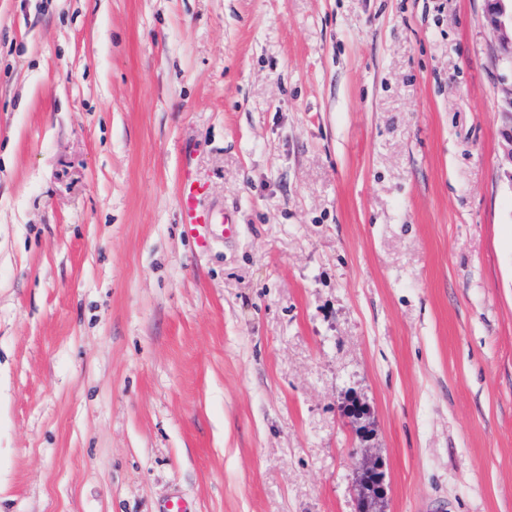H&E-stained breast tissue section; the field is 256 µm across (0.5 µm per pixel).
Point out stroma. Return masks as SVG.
I'll return each mask as SVG.
<instances>
[{
	"mask_svg": "<svg viewBox=\"0 0 512 512\" xmlns=\"http://www.w3.org/2000/svg\"><path fill=\"white\" fill-rule=\"evenodd\" d=\"M485 9L0 0V512H512ZM176 193L183 233L198 250L208 248L216 227L222 228L224 237L233 235L236 224L224 216V211L203 205L207 183L196 172L189 155L182 160Z\"/></svg>",
	"mask_w": 512,
	"mask_h": 512,
	"instance_id": "1",
	"label": "stroma"
}]
</instances>
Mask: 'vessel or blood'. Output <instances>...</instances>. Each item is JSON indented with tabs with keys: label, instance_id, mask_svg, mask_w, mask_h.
<instances>
[{
	"label": "vessel or blood",
	"instance_id": "obj_1",
	"mask_svg": "<svg viewBox=\"0 0 512 512\" xmlns=\"http://www.w3.org/2000/svg\"><path fill=\"white\" fill-rule=\"evenodd\" d=\"M179 220L184 235L198 250H206L215 228H222L225 236H232L234 225L223 211L204 206L207 184L196 172L190 158H183L177 181Z\"/></svg>",
	"mask_w": 512,
	"mask_h": 512
}]
</instances>
